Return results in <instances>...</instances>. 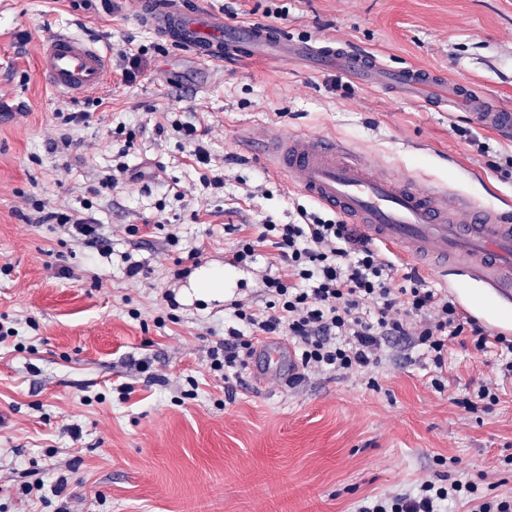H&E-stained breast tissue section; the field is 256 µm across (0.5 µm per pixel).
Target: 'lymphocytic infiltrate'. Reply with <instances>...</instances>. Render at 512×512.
Here are the masks:
<instances>
[{
    "mask_svg": "<svg viewBox=\"0 0 512 512\" xmlns=\"http://www.w3.org/2000/svg\"><path fill=\"white\" fill-rule=\"evenodd\" d=\"M293 224H257L242 235L233 252L236 267L263 262L272 270L262 280V305L235 303L227 336L208 351L211 371L236 378L260 336L293 342L303 375L333 371L354 375L379 364L387 345L422 351L443 368L457 338L475 350L498 349L496 376L466 401L496 403L501 382L512 380V338L491 333L464 318L447 291L431 287L418 272L399 267L356 224L298 209ZM36 223H57L73 241L110 254L95 218L40 212ZM477 482L459 475L446 485L421 481L358 501L355 512H448L452 502L472 512H512V495L496 494L495 482L480 493Z\"/></svg>",
    "mask_w": 512,
    "mask_h": 512,
    "instance_id": "f902f5d3",
    "label": "lymphocytic infiltrate"
}]
</instances>
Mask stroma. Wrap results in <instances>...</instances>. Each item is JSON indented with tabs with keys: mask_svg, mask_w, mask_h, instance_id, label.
<instances>
[{
	"mask_svg": "<svg viewBox=\"0 0 512 512\" xmlns=\"http://www.w3.org/2000/svg\"><path fill=\"white\" fill-rule=\"evenodd\" d=\"M10 2L0 11V324L15 334L0 343V512H55L56 500L22 499L20 488L60 472L72 512H352L367 496L475 479L499 464L498 491L512 495V384L473 413L454 403L494 377L497 350L451 344L438 370L393 346L360 375L260 388L246 368L224 381L208 358L224 337L225 305L261 299L258 274L225 262L236 241L225 225L286 224L297 207L318 208L251 145L283 133L333 138L380 171L512 209V138L334 69L230 61L198 88L183 50L106 0ZM203 3L230 22L269 24L392 69H434L512 106V0ZM79 21L110 55L142 59L136 82L113 75L97 103L60 99L36 69L43 37ZM75 111L88 123L63 125L60 113ZM175 119L203 131L204 170L191 167ZM66 133L73 147L54 151ZM123 149L129 163L163 166L165 185L102 187ZM203 174L223 189L204 187ZM28 201L50 211L91 204L112 254L26 223ZM145 223L150 237L127 235ZM172 229L175 248L165 242ZM125 252L145 277L124 276ZM216 270L222 288L203 293L201 274ZM124 384L134 388L126 401Z\"/></svg>",
	"mask_w": 512,
	"mask_h": 512,
	"instance_id": "1",
	"label": "stroma"
}]
</instances>
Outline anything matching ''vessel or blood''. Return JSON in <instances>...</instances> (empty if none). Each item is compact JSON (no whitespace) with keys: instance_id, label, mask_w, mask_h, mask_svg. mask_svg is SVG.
I'll return each instance as SVG.
<instances>
[{"instance_id":"1","label":"vessel or blood","mask_w":512,"mask_h":512,"mask_svg":"<svg viewBox=\"0 0 512 512\" xmlns=\"http://www.w3.org/2000/svg\"><path fill=\"white\" fill-rule=\"evenodd\" d=\"M114 6L120 12L133 8L135 17L159 39L188 51L202 86L228 59L304 61L316 69L340 70L365 87L425 97L428 106L442 112L469 111L479 125L492 130L512 128V110L479 88L448 86L445 77L433 71L390 69L375 58L340 48L290 41L264 25L228 24L222 14L191 9L187 0H114ZM36 67L46 85L65 99L101 93L112 76L108 51L67 29L43 39ZM263 149L277 176L347 223L363 226L381 244L430 265L440 277L462 271L488 285L494 298L512 299L511 215L380 171L333 140L280 134L268 139ZM254 348L264 359L284 364L288 377L299 374L301 365L285 339L266 336Z\"/></svg>"}]
</instances>
